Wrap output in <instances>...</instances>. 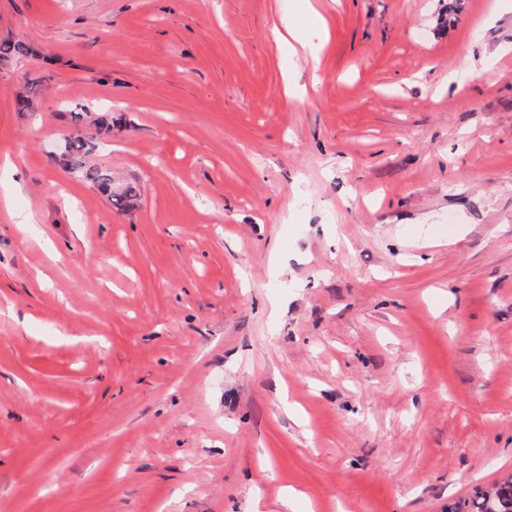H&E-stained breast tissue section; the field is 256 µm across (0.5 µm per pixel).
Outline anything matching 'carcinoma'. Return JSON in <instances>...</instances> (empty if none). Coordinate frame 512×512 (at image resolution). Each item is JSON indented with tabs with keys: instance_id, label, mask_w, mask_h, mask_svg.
Wrapping results in <instances>:
<instances>
[{
	"instance_id": "carcinoma-1",
	"label": "carcinoma",
	"mask_w": 512,
	"mask_h": 512,
	"mask_svg": "<svg viewBox=\"0 0 512 512\" xmlns=\"http://www.w3.org/2000/svg\"><path fill=\"white\" fill-rule=\"evenodd\" d=\"M30 54L27 44L18 41L0 43V63L6 64L16 57ZM98 142L80 131L63 139L60 148L62 166L90 181L120 210L134 207L140 199V189L135 184H125L116 190L113 187L112 169L92 163V155ZM448 512H512V475L487 490L477 489L467 499L448 506Z\"/></svg>"
}]
</instances>
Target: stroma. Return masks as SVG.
I'll return each instance as SVG.
<instances>
[{
	"instance_id": "stroma-1",
	"label": "stroma",
	"mask_w": 512,
	"mask_h": 512,
	"mask_svg": "<svg viewBox=\"0 0 512 512\" xmlns=\"http://www.w3.org/2000/svg\"><path fill=\"white\" fill-rule=\"evenodd\" d=\"M301 2L0 0V512H448L512 474V0ZM82 105L135 208L51 154Z\"/></svg>"
}]
</instances>
